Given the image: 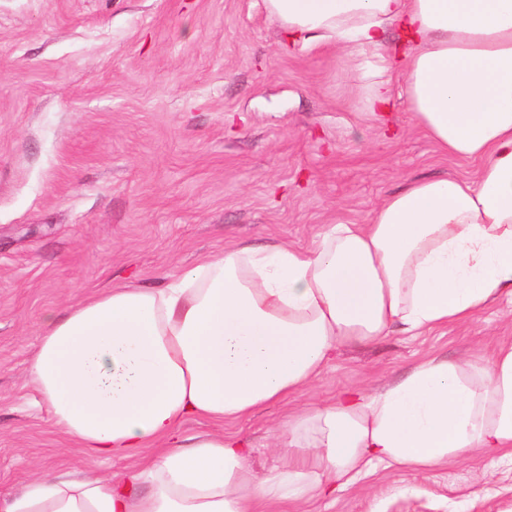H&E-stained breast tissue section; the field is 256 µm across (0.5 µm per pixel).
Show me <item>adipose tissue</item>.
<instances>
[{"label":"adipose tissue","instance_id":"obj_1","mask_svg":"<svg viewBox=\"0 0 512 512\" xmlns=\"http://www.w3.org/2000/svg\"><path fill=\"white\" fill-rule=\"evenodd\" d=\"M288 43L364 57L376 120L390 76L439 150L475 179L426 178L312 248L233 244L162 288L115 286L48 318L29 380L91 463L153 449L125 479L33 476L0 512H282L377 466L512 457V340L487 361L434 354L380 391L344 392L273 428L260 473L224 424L308 390L328 354L418 336L512 301V0H265ZM397 39L387 40L388 27ZM200 417L213 431L184 437Z\"/></svg>","mask_w":512,"mask_h":512}]
</instances>
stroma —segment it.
<instances>
[{
  "label": "stroma",
  "mask_w": 512,
  "mask_h": 512,
  "mask_svg": "<svg viewBox=\"0 0 512 512\" xmlns=\"http://www.w3.org/2000/svg\"><path fill=\"white\" fill-rule=\"evenodd\" d=\"M404 99L361 110L357 63L285 48L263 0H0V495L86 467L25 386L46 317L134 278L160 288L225 245L309 248L337 217L366 223L409 180L470 178ZM512 304L419 337L334 349L307 400L376 389L427 353L492 354ZM296 399L233 430L272 466ZM306 512H512V460L381 469Z\"/></svg>",
  "instance_id": "stroma-1"
}]
</instances>
